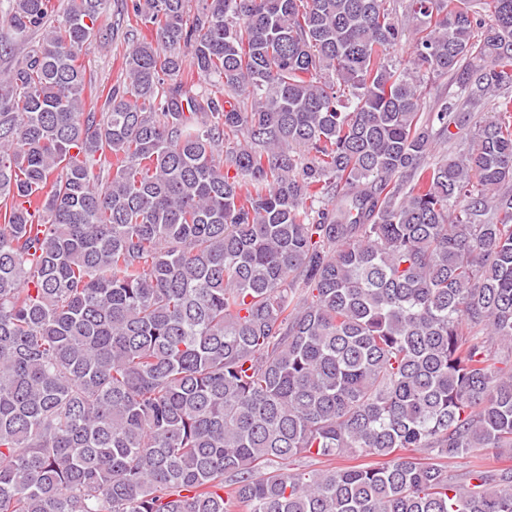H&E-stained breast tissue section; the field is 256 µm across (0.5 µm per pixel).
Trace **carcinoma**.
I'll return each instance as SVG.
<instances>
[{"instance_id":"1","label":"carcinoma","mask_w":512,"mask_h":512,"mask_svg":"<svg viewBox=\"0 0 512 512\" xmlns=\"http://www.w3.org/2000/svg\"><path fill=\"white\" fill-rule=\"evenodd\" d=\"M109 2L6 11L0 512H512V0H131L97 112ZM121 0H112L106 14L100 21V27L103 28L108 40L105 45L100 43V39L93 38L82 52L80 63L85 66L87 73H91L93 81L96 82L98 92L105 87L104 97L99 98L96 111L100 112L104 102L105 95L112 85H117L123 81L125 76L124 57L127 49V30L128 27L122 20L119 25L117 13L121 8ZM116 23L113 24V22ZM113 25V28H112ZM107 29V31H105ZM431 90L425 99L423 112H435L441 100L457 93V85L453 78L448 76L437 77L431 82ZM494 448H478L467 458H456L448 460V469L462 473L472 465H483L484 467L512 466L511 460L500 459Z\"/></svg>"}]
</instances>
